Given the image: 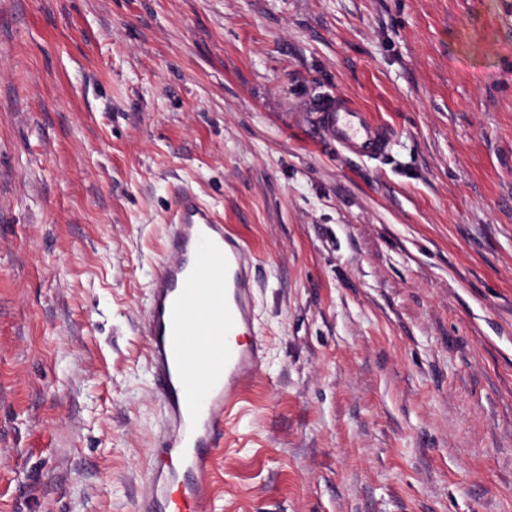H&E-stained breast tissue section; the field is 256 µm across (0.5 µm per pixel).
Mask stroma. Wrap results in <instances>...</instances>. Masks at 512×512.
Returning <instances> with one entry per match:
<instances>
[{
  "label": "stroma",
  "instance_id": "stroma-1",
  "mask_svg": "<svg viewBox=\"0 0 512 512\" xmlns=\"http://www.w3.org/2000/svg\"><path fill=\"white\" fill-rule=\"evenodd\" d=\"M180 188L265 343L214 512H512V0H0V512H134ZM321 112L319 124L326 135L348 153L372 159L384 155L395 143L391 127L345 95L337 94Z\"/></svg>",
  "mask_w": 512,
  "mask_h": 512
}]
</instances>
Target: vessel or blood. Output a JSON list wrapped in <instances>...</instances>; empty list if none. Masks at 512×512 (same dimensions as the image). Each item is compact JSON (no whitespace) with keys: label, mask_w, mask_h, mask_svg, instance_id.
I'll return each mask as SVG.
<instances>
[{"label":"vessel or blood","mask_w":512,"mask_h":512,"mask_svg":"<svg viewBox=\"0 0 512 512\" xmlns=\"http://www.w3.org/2000/svg\"><path fill=\"white\" fill-rule=\"evenodd\" d=\"M319 123L338 147L362 158L382 156L395 143L391 127L342 94L324 106ZM169 224L143 326L163 428L135 509L212 512L225 416L263 365L253 257L190 193L178 196Z\"/></svg>","instance_id":"obj_1"}]
</instances>
